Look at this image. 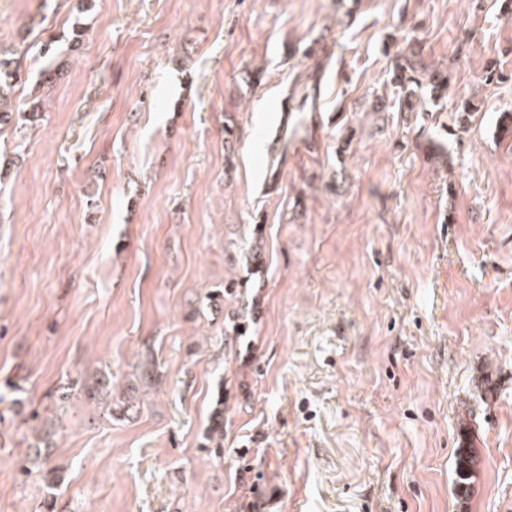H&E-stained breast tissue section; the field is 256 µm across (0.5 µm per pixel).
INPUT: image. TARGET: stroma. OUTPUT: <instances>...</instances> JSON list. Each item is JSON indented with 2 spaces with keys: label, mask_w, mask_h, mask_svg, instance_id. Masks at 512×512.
Masks as SVG:
<instances>
[{
  "label": "stroma",
  "mask_w": 512,
  "mask_h": 512,
  "mask_svg": "<svg viewBox=\"0 0 512 512\" xmlns=\"http://www.w3.org/2000/svg\"><path fill=\"white\" fill-rule=\"evenodd\" d=\"M405 43L467 131L374 111ZM19 49L40 112L0 126V512L43 503L19 467L46 424L54 512H512L505 0H0ZM95 373L136 413L73 389ZM224 401L216 399V406L211 412L210 425L206 431V440L215 445V456L224 454ZM479 466L478 454L474 448H457L455 456V474H456V486L458 488V496H460V502H465L468 497L470 484L474 482V478L477 476ZM465 492L461 496L462 492Z\"/></svg>",
  "instance_id": "stroma-1"
}]
</instances>
